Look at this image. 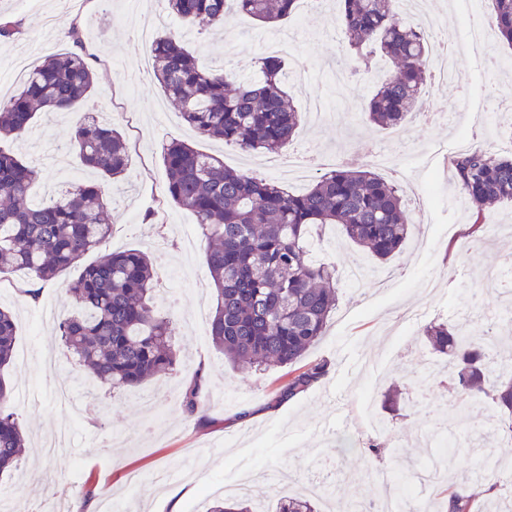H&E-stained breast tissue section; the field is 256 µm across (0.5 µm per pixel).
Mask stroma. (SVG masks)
<instances>
[{
  "label": "stroma",
  "instance_id": "35a3bbf8",
  "mask_svg": "<svg viewBox=\"0 0 512 512\" xmlns=\"http://www.w3.org/2000/svg\"><path fill=\"white\" fill-rule=\"evenodd\" d=\"M444 2L437 30L448 40L465 43L476 14L491 33L481 53L467 51L461 57L464 84L434 86L419 99L421 114L442 109L453 119L428 126L417 117L403 128L383 129L365 124L360 114L375 77L355 70L344 86L330 80L331 68L347 64L350 53L336 7L323 2L313 7L300 0L294 15L272 26L231 14L217 34L170 15L163 0H141L135 15L128 14L127 0H35L29 6L0 0V16L17 26L7 51L23 70L69 50L70 26L82 31L95 70V116L120 126L130 152L126 173L109 187L112 234L102 251L143 249L155 259L163 310L173 319L175 341L183 350L166 375L134 388H101L64 354L56 325L74 311L66 283L77 280L97 254H87L45 284L34 301L22 294L26 273H1L0 307L17 322L15 357L5 378L16 392L12 408L27 434L28 449L9 474L0 475V501H23L28 512H52L59 503L70 512H87L89 504L79 493L90 487L95 498L107 493L123 498L126 512H167L165 491L179 485L180 512H205L210 496L244 467L270 475L292 472L294 482L281 489L285 496L303 491L309 472L341 471V498L366 501L374 496L367 483L370 467L390 468L397 458L426 456L421 433L435 406L452 393L435 384L426 398L416 396L406 366L413 354L424 351L421 328L444 322L479 335L487 329L485 313L512 318V298L487 289L483 279L485 270L512 257V204L476 216L450 172L458 149L486 146V128L512 122V48L495 37L486 0ZM145 29L156 37L176 34L205 64L223 60L246 78L258 76L267 40H287L286 61L304 62L310 70L307 85H288L302 114L288 153L354 156L363 165L382 153L392 163L381 168V176L406 190L415 236L394 259L380 261L339 226L326 227L319 250L330 254L340 270L360 263L370 272L388 273L390 280L381 287L340 282L326 334L305 357L309 363L328 361L332 371L299 398L275 401L288 382L286 368L243 371L213 346L209 330L215 293L206 265L207 239L190 211L166 201L161 145L174 138L188 141L201 153L223 157L226 167L253 171L295 193L312 180L287 179L258 155L195 135L175 107L154 113L153 104L164 95L153 74L150 44L141 36ZM312 97L321 98L329 111L317 123L306 113ZM84 112L79 105L68 112L40 113L23 139H0V150L38 170L32 189L37 202L56 199L74 183L98 181L97 172L81 165L75 154L60 150ZM421 192L427 199L420 205L416 198ZM478 219L488 226L480 239L471 232ZM202 368L208 371L206 406L190 416L180 395ZM65 382L90 411L69 430L61 453L49 457L39 441L66 420L52 395L54 386ZM371 383L376 386L372 407L388 418L393 438L377 458L367 454L374 434L365 425L362 400ZM258 399L266 402L263 414L238 419V411ZM133 472L145 478L140 488L128 485Z\"/></svg>",
  "mask_w": 512,
  "mask_h": 512
}]
</instances>
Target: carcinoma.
<instances>
[{"label":"carcinoma","mask_w":512,"mask_h":512,"mask_svg":"<svg viewBox=\"0 0 512 512\" xmlns=\"http://www.w3.org/2000/svg\"><path fill=\"white\" fill-rule=\"evenodd\" d=\"M498 35L512 46V0H490ZM296 0H167L184 22L224 27L229 6L272 24L291 16ZM398 0H338L337 20L355 62L370 69L384 59L390 70L363 104L367 120L396 129L417 112L431 53L426 29L399 17ZM72 48L31 69L20 90L0 101V135L20 139L39 112L70 110L94 97L92 55L79 28L69 29ZM154 76L183 119L200 136L222 139L247 153L277 155L300 124L287 91L289 64L277 55L263 59L261 75L244 81L224 67L205 66L173 35L151 45ZM64 149L97 170L105 181L119 179L129 163L123 131L88 117L76 122ZM167 200L196 215L210 246L206 264L217 293L210 322L213 345L242 370L291 367L324 336L338 303L336 265L310 257L312 231L338 224L354 243L387 260L400 253L412 233L401 186L370 170L343 166L319 175L306 192L294 195L274 182L224 166L184 141L164 144ZM458 190L477 214L512 203V154L476 148L451 161ZM37 172L19 157L0 151V271L23 270L38 298L43 284L94 252L108 239L105 222L112 196L99 183H78L63 198L44 205L30 196ZM76 312L59 326L66 353L77 357L102 386L125 389L171 370L180 349L173 322L157 302L152 259L138 249L102 254L67 285ZM16 322L0 309V372L14 354ZM423 344L447 356L443 371L461 412L488 400L508 414L496 419L491 445L503 434L512 439V376L500 373L495 337L476 338L469 330L433 324L421 332ZM327 374L326 364H305L289 373L275 401L305 394ZM205 376L199 371L181 393V407L204 409ZM13 388L0 375V472L24 453L23 431L10 411ZM459 472L448 488V512H484L482 487L497 486L493 461ZM418 471L407 469L395 490L401 512H414L409 487ZM275 512H316L302 496L280 498ZM206 512H267L258 499L243 495L217 499Z\"/></svg>","instance_id":"cac0c4a2"}]
</instances>
